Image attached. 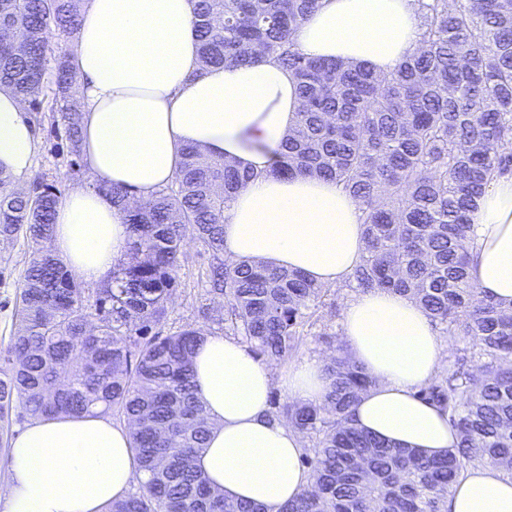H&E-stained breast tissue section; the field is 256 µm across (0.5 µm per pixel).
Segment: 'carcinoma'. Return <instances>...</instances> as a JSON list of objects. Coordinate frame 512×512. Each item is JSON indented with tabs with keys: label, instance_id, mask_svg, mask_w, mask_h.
<instances>
[{
	"label": "carcinoma",
	"instance_id": "cac0c4a2",
	"mask_svg": "<svg viewBox=\"0 0 512 512\" xmlns=\"http://www.w3.org/2000/svg\"><path fill=\"white\" fill-rule=\"evenodd\" d=\"M419 47L393 71L301 53L293 35L320 0H195L201 66L269 57L296 77L300 117L271 174L331 180L362 208L365 252L349 277L419 303L441 335L467 346L419 396L448 413L458 446L440 457L391 445L351 424L373 379L336 346L322 403L287 402L274 417L306 441L313 487L278 512H447L451 485L476 463L512 476V306L493 301L470 273V214L488 183L512 169V0H417ZM83 0H0V90L26 117L64 133L81 163L80 101L52 32L76 35ZM53 87L44 89L47 69ZM260 174L184 149L175 183L134 207L128 191L98 186L126 213L132 262L112 271L95 304L48 246L61 193L41 177L27 190L0 171V243L24 238L0 421L99 412L133 426L148 480L111 512H266L212 492L193 463L210 422L192 382L204 333L162 335L188 236L207 247L210 286L224 298V330L268 363L300 347L329 286L296 271L224 259V208Z\"/></svg>",
	"mask_w": 512,
	"mask_h": 512
}]
</instances>
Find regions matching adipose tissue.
<instances>
[{
    "label": "adipose tissue",
    "instance_id": "obj_1",
    "mask_svg": "<svg viewBox=\"0 0 512 512\" xmlns=\"http://www.w3.org/2000/svg\"><path fill=\"white\" fill-rule=\"evenodd\" d=\"M195 0H84L70 53L81 101V158L100 185L140 204L173 183L180 151L195 145L258 171L224 212V255L299 271L315 283L347 278L365 250L358 202L309 175H271L275 152L301 110L294 75L269 59L200 70ZM421 39L415 0H323L298 27L306 56L390 72ZM37 143L19 100L0 91V170L25 181ZM473 277L512 303V176L494 178L471 214ZM123 212L98 188L59 201L53 251L76 277L104 280L129 252ZM342 335L374 379L354 409L355 426L388 443L438 456L457 444L448 416L419 398L444 363L446 344L407 296L367 290L343 310ZM325 358L275 369L216 334L193 356L197 396L211 429L194 464L226 499L278 512L310 488L302 437L269 415L273 387L322 402ZM132 429L104 415L39 417L14 435L0 474V512H109L143 481ZM448 512H512V477L469 467L451 487Z\"/></svg>",
    "mask_w": 512,
    "mask_h": 512
}]
</instances>
